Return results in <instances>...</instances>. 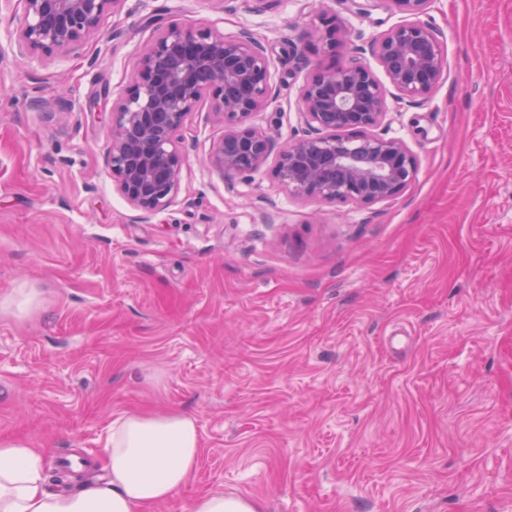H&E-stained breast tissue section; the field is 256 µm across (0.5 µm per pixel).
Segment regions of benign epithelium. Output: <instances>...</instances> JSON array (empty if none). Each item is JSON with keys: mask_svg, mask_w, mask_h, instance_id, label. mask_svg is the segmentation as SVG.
I'll return each instance as SVG.
<instances>
[{"mask_svg": "<svg viewBox=\"0 0 512 512\" xmlns=\"http://www.w3.org/2000/svg\"><path fill=\"white\" fill-rule=\"evenodd\" d=\"M125 0H21L22 52L46 59L65 55L100 34L106 17ZM404 20L379 35L372 54L388 84L352 56L316 66L299 94L310 134L286 144L274 179L298 197L371 204L396 198L413 181L416 160L404 141L373 133L384 120L388 89L412 102L430 97L445 70L444 33L420 20L429 0H391ZM324 54L344 44L336 15L316 14ZM275 99L264 44L247 28L226 34L172 23L145 48L137 73L112 107L107 160L121 195L146 215L170 206L186 154L178 132L202 101L224 134L207 158L225 178L248 176L267 162L273 143L251 117ZM58 91L36 101L53 113L66 107Z\"/></svg>", "mask_w": 512, "mask_h": 512, "instance_id": "1", "label": "benign epithelium"}]
</instances>
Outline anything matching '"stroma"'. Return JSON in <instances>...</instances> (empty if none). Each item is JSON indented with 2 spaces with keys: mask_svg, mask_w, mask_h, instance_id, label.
I'll use <instances>...</instances> for the list:
<instances>
[{
  "mask_svg": "<svg viewBox=\"0 0 512 512\" xmlns=\"http://www.w3.org/2000/svg\"><path fill=\"white\" fill-rule=\"evenodd\" d=\"M349 45L399 24L389 0H326ZM0 0V438L101 463L113 418L179 410L201 448L155 512L213 492L264 512H512V0H431L446 69L377 134L417 163L394 200L299 198L270 167L224 180L201 104L171 205L143 214L107 163L112 106L160 29L250 28L275 102L252 123L304 137L323 59L310 0H126L77 52L21 57ZM306 36L311 48L289 43ZM64 91L70 108L31 102ZM26 288H12L1 298L0 305L14 308L18 312H25L30 309L36 301L35 292H25Z\"/></svg>",
  "mask_w": 512,
  "mask_h": 512,
  "instance_id": "35a3bbf8",
  "label": "stroma"
}]
</instances>
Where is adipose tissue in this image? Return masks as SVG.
<instances>
[{
	"label": "adipose tissue",
	"mask_w": 512,
	"mask_h": 512,
	"mask_svg": "<svg viewBox=\"0 0 512 512\" xmlns=\"http://www.w3.org/2000/svg\"><path fill=\"white\" fill-rule=\"evenodd\" d=\"M200 444L196 420L186 413L118 416L104 440L107 477L60 492L50 484L39 450L0 439V512H152L185 485Z\"/></svg>",
	"instance_id": "1"
}]
</instances>
